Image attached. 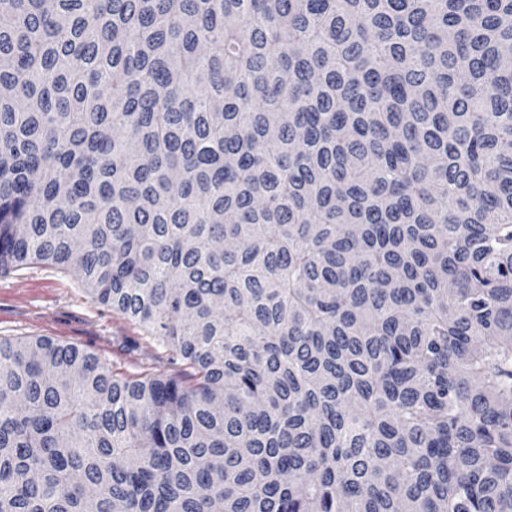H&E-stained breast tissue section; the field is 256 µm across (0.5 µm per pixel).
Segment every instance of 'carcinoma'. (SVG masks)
Masks as SVG:
<instances>
[{
    "mask_svg": "<svg viewBox=\"0 0 512 512\" xmlns=\"http://www.w3.org/2000/svg\"><path fill=\"white\" fill-rule=\"evenodd\" d=\"M171 370L0 339V512H512V0H0V272Z\"/></svg>",
    "mask_w": 512,
    "mask_h": 512,
    "instance_id": "cac0c4a2",
    "label": "carcinoma"
}]
</instances>
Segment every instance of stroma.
<instances>
[{
  "instance_id": "stroma-1",
  "label": "stroma",
  "mask_w": 512,
  "mask_h": 512,
  "mask_svg": "<svg viewBox=\"0 0 512 512\" xmlns=\"http://www.w3.org/2000/svg\"><path fill=\"white\" fill-rule=\"evenodd\" d=\"M141 334V328L93 301L74 270L37 263L0 273V338L45 336L135 373L162 354Z\"/></svg>"
}]
</instances>
